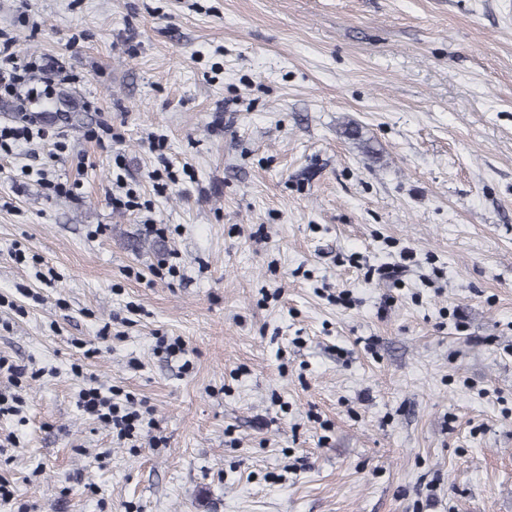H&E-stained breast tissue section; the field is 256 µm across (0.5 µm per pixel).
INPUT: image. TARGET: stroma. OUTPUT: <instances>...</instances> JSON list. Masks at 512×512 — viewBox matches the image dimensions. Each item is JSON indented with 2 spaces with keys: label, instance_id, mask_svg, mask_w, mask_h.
I'll return each instance as SVG.
<instances>
[{
  "label": "stroma",
  "instance_id": "35a3bbf8",
  "mask_svg": "<svg viewBox=\"0 0 512 512\" xmlns=\"http://www.w3.org/2000/svg\"><path fill=\"white\" fill-rule=\"evenodd\" d=\"M0 33L87 107L0 157V512H512V0H0ZM135 400L126 396L124 404L117 403L112 399V389L89 386L79 391L76 405L82 412L109 427L118 439L132 440L140 434L145 414H151L148 408L144 411L137 409Z\"/></svg>",
  "mask_w": 512,
  "mask_h": 512
}]
</instances>
